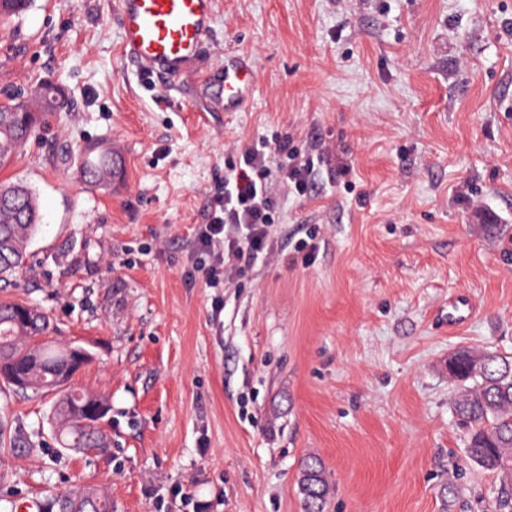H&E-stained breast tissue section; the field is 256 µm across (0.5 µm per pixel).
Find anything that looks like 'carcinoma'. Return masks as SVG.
Listing matches in <instances>:
<instances>
[{
  "mask_svg": "<svg viewBox=\"0 0 512 512\" xmlns=\"http://www.w3.org/2000/svg\"><path fill=\"white\" fill-rule=\"evenodd\" d=\"M30 0H0V16L26 10ZM34 101L0 105V167H6L34 134L43 113L32 111ZM112 166V150L105 146L80 153L79 173L92 186L107 187L112 181L92 173ZM14 201L0 206V282L7 283L24 267L29 242L40 215L33 194L23 185L0 184ZM49 317L26 303H0V382L35 394L54 393L56 402L48 416L55 440L63 448H103L106 414L92 415L94 405L107 409L105 401L71 384L73 344L32 340L51 332ZM448 375L455 385L454 409L468 428L466 453L471 462L497 475L500 487L491 512H512V357L496 352L476 353L461 349L448 358ZM299 491L303 512H325L330 493L326 469L320 459L307 460L300 472ZM81 501L83 512H112V504L90 489L69 494L57 502L59 512Z\"/></svg>",
  "mask_w": 512,
  "mask_h": 512,
  "instance_id": "carcinoma-1",
  "label": "carcinoma"
}]
</instances>
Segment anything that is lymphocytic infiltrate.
Here are the masks:
<instances>
[{
  "label": "lymphocytic infiltrate",
  "mask_w": 512,
  "mask_h": 512,
  "mask_svg": "<svg viewBox=\"0 0 512 512\" xmlns=\"http://www.w3.org/2000/svg\"><path fill=\"white\" fill-rule=\"evenodd\" d=\"M288 152L287 140L272 145L262 140L225 161L224 185L212 196L208 221L196 234L193 268L204 272L209 286L245 274L273 252L272 185L279 180L305 194L314 169L310 161L280 163V156Z\"/></svg>",
  "instance_id": "1"
}]
</instances>
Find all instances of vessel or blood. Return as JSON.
Masks as SVG:
<instances>
[{
    "mask_svg": "<svg viewBox=\"0 0 512 512\" xmlns=\"http://www.w3.org/2000/svg\"><path fill=\"white\" fill-rule=\"evenodd\" d=\"M120 16L123 56L142 75L175 79L195 62L212 29L216 0H116ZM253 84L249 67L225 69L220 106L240 111ZM475 314L467 296L448 304V326L456 328Z\"/></svg>",
    "mask_w": 512,
    "mask_h": 512,
    "instance_id": "1",
    "label": "vessel or blood"
}]
</instances>
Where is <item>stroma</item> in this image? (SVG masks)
<instances>
[{"label": "stroma", "mask_w": 512, "mask_h": 512, "mask_svg": "<svg viewBox=\"0 0 512 512\" xmlns=\"http://www.w3.org/2000/svg\"><path fill=\"white\" fill-rule=\"evenodd\" d=\"M113 2L0 19V103L65 96L0 168L41 216L0 300L91 351L73 383L110 405L88 455L55 441L51 396L0 384V512L87 486L112 512H302L311 456L325 512H486L499 479L465 455L448 357L512 356V0H217L191 71L156 86L123 59ZM236 59L252 93L216 110ZM278 137L344 180L274 183L276 254L220 289L188 280L225 157ZM97 141L122 143L125 189L80 178ZM312 231L315 262H294ZM456 291L477 313L452 332ZM298 485L302 495L303 512H324L330 484L325 466L320 459L312 457L304 463Z\"/></svg>", "instance_id": "1"}]
</instances>
